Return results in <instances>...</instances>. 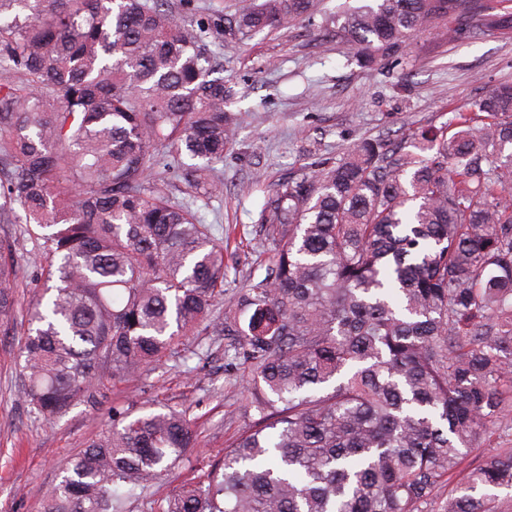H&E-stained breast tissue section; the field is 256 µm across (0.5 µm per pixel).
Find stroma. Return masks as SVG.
I'll return each instance as SVG.
<instances>
[{
  "instance_id": "35a3bbf8",
  "label": "stroma",
  "mask_w": 512,
  "mask_h": 512,
  "mask_svg": "<svg viewBox=\"0 0 512 512\" xmlns=\"http://www.w3.org/2000/svg\"><path fill=\"white\" fill-rule=\"evenodd\" d=\"M343 3L315 0L309 18L240 42L225 38L221 21L244 0L171 2L177 21L209 27L207 45L237 92L235 137L216 166L224 192L199 204L207 223L234 228L240 241L227 294L264 276L270 251L258 222L263 198L282 174L308 163L309 145L336 159L362 137L403 145L416 128L452 123L485 91L512 83V38L473 22L453 35L440 22L402 53L362 66L354 47L327 32L328 17ZM3 232L15 237L23 268L19 305L0 321V512H42L60 462L111 425L113 408L184 410L197 433L180 468L185 478L209 470L253 425L239 371L224 369V334L212 327L182 337L155 368L47 424L25 399L19 366L25 308L44 265L42 242L19 224H0Z\"/></svg>"
}]
</instances>
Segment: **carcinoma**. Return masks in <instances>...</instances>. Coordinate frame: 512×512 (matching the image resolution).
Masks as SVG:
<instances>
[{"mask_svg":"<svg viewBox=\"0 0 512 512\" xmlns=\"http://www.w3.org/2000/svg\"><path fill=\"white\" fill-rule=\"evenodd\" d=\"M313 0H252L224 19L246 40ZM512 32L483 0H360L331 20L371 63L448 17ZM206 30L169 0H0V224L42 231L46 286L20 347L28 405L48 423L158 363L204 322L232 337L258 415L157 512H503L512 448L466 461L512 422V85L410 147L360 138L274 184L259 213L265 276L224 313V233L196 200L236 128ZM511 152H506V149ZM192 163L185 162V159ZM191 183L195 200L163 184ZM22 259L0 236V320ZM194 447L186 413L112 408V426L60 467L42 512H126Z\"/></svg>","mask_w":512,"mask_h":512,"instance_id":"cac0c4a2","label":"carcinoma"}]
</instances>
